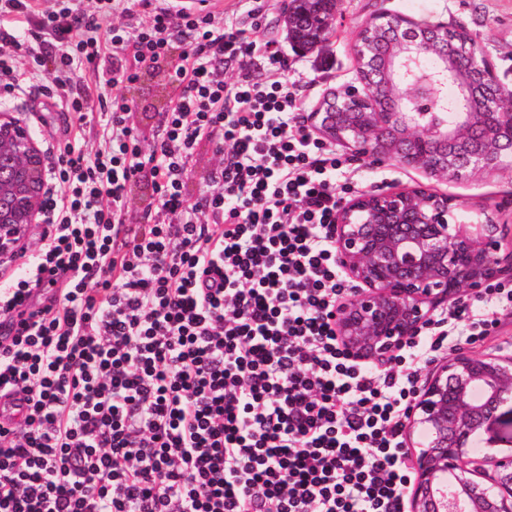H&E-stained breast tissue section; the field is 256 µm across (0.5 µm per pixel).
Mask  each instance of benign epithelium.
Returning <instances> with one entry per match:
<instances>
[{"mask_svg":"<svg viewBox=\"0 0 512 512\" xmlns=\"http://www.w3.org/2000/svg\"><path fill=\"white\" fill-rule=\"evenodd\" d=\"M369 27L384 32L387 54L368 53L365 30L354 52L356 81L327 93L310 119L319 133L351 155L391 161L431 178L462 179L512 168V94L484 57L448 41L447 25L377 13ZM442 68L418 76L420 59ZM377 81L393 90L373 103ZM455 88L448 98V86ZM449 102L453 119L433 107ZM9 153L22 181L0 184V252L42 223L44 168L40 149L20 122L0 114V154ZM452 202L426 186L389 188L342 198L336 207V260L357 291L336 307L346 347L377 368L416 334L441 304L512 278V239L491 216L453 224ZM512 401V359L462 350L444 361L418 393L405 447L416 449L411 512H512V452L485 454L497 478L485 487L467 476L463 459L473 436L491 431Z\"/></svg>","mask_w":512,"mask_h":512,"instance_id":"obj_1","label":"benign epithelium"}]
</instances>
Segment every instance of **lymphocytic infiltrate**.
<instances>
[{
	"instance_id": "f902f5d3",
	"label": "lymphocytic infiltrate",
	"mask_w": 512,
	"mask_h": 512,
	"mask_svg": "<svg viewBox=\"0 0 512 512\" xmlns=\"http://www.w3.org/2000/svg\"><path fill=\"white\" fill-rule=\"evenodd\" d=\"M252 55L282 59L221 11L0 0V99L31 85L67 118L38 244L0 260V398L21 414L0 424V512H406L421 372L483 342L512 289L452 302L386 369L359 361L336 334L353 287L332 235L354 174L287 83L244 71ZM167 60L146 153L128 92ZM204 142L218 160L190 199Z\"/></svg>"
}]
</instances>
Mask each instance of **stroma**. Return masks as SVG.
<instances>
[{"label":"stroma","instance_id":"stroma-1","mask_svg":"<svg viewBox=\"0 0 512 512\" xmlns=\"http://www.w3.org/2000/svg\"><path fill=\"white\" fill-rule=\"evenodd\" d=\"M285 0H224L226 13L256 41H276L288 60L280 68L260 57H247L243 68L264 80L296 84L306 112H314L332 89L353 82L357 62L353 52L361 26L374 14L389 12L431 24H453L466 31L492 63L498 78L512 88V0H337L332 28L325 40L307 53L295 52L286 39ZM169 88L163 71L146 75L129 93L132 122L141 131L142 147L151 144V127L161 112ZM357 192H378L390 185H427L456 200L455 218L470 221L490 215L497 223L512 225V170L461 180L434 179L393 162L351 159Z\"/></svg>","mask_w":512,"mask_h":512}]
</instances>
